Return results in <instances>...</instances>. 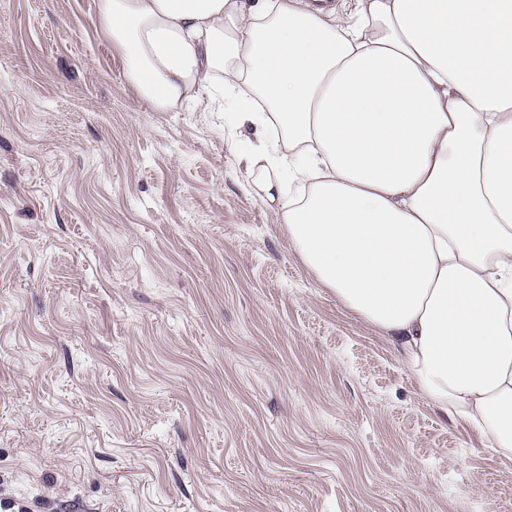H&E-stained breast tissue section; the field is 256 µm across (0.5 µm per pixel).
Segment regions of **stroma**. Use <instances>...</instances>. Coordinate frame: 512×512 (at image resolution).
Wrapping results in <instances>:
<instances>
[{
  "mask_svg": "<svg viewBox=\"0 0 512 512\" xmlns=\"http://www.w3.org/2000/svg\"><path fill=\"white\" fill-rule=\"evenodd\" d=\"M95 0H0V504L512 512V461L421 398L241 184L158 112Z\"/></svg>",
  "mask_w": 512,
  "mask_h": 512,
  "instance_id": "obj_1",
  "label": "stroma"
}]
</instances>
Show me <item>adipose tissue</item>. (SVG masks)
<instances>
[{
  "instance_id": "ef3b65f1",
  "label": "adipose tissue",
  "mask_w": 512,
  "mask_h": 512,
  "mask_svg": "<svg viewBox=\"0 0 512 512\" xmlns=\"http://www.w3.org/2000/svg\"><path fill=\"white\" fill-rule=\"evenodd\" d=\"M96 0L159 112L259 130L244 189L397 350L418 395L512 459V0Z\"/></svg>"
}]
</instances>
